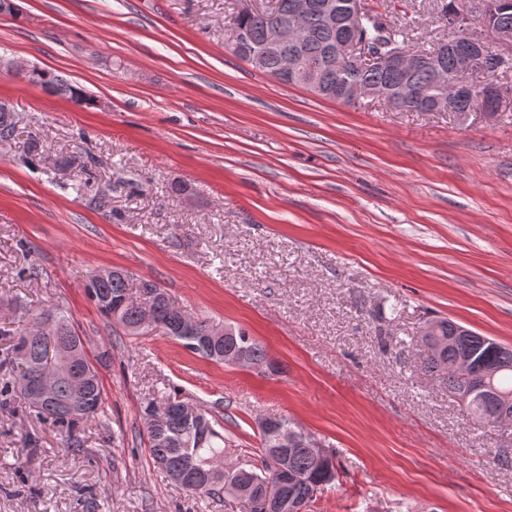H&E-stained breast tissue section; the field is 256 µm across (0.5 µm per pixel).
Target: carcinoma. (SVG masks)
<instances>
[{"label": "carcinoma", "instance_id": "carcinoma-1", "mask_svg": "<svg viewBox=\"0 0 512 512\" xmlns=\"http://www.w3.org/2000/svg\"><path fill=\"white\" fill-rule=\"evenodd\" d=\"M309 2L311 8L303 22L306 36L296 47L303 60V73L292 83L329 99L336 98V84L346 80L366 86L381 82L396 85L405 81L427 89L435 96L451 92V85L440 81L437 74L426 67H417L402 75L381 64L337 57L339 33L323 11L326 0ZM236 28L245 30L249 46L256 48L265 39L266 19L261 13L247 11L237 16ZM357 36L371 49L380 47L389 53L399 48L395 34L375 17H364L363 23L358 25ZM454 41L451 37L424 54L442 56L446 70L453 73L456 67ZM21 75L28 82L48 86L77 104H93L82 90L49 71L34 69L23 71ZM129 281L126 271L111 268L102 276L91 277L85 290L103 317L127 334L141 336L143 332L136 330V325L145 306L130 296ZM141 288L154 294L150 307L156 325L152 332L178 339L184 348L206 359L222 362L225 355L244 349L252 363L267 368L273 366L265 348L241 328H230V334L214 345L182 340L180 330L184 321L195 320L199 336L205 335L213 321L206 317L196 318L175 306L168 294L153 282L145 281ZM422 340L430 351L425 368L446 376L448 389L467 404L477 419L497 424L504 416L512 418V348L447 318L427 321ZM62 347L74 350V359L64 373L57 369ZM13 352L14 357L0 360L1 409L9 408L17 399L22 400L33 408L38 418L71 435L102 408L99 374L86 354L82 337L64 312L36 314L32 328L19 334ZM458 362L468 363L469 379L455 377L454 365ZM41 371L55 374L56 379L52 399L37 404L23 388V383ZM182 401L184 398L177 395L169 398L161 414L153 402L144 408L146 417L159 416L147 426L150 454L154 464L165 471L174 486L204 497L231 494L240 501L242 512H274L268 505V489L279 484L292 501L302 505L305 512H311L318 495L336 481L335 452L329 449L319 458L312 456L309 450L312 439L284 416L279 417V423L300 437L295 447L281 448L273 435L261 431L260 465L250 470H224V434L216 429L218 421L201 409L199 424H188L175 410Z\"/></svg>", "mask_w": 512, "mask_h": 512}]
</instances>
